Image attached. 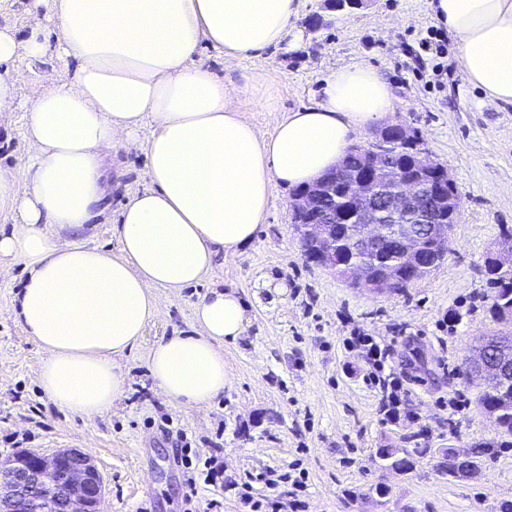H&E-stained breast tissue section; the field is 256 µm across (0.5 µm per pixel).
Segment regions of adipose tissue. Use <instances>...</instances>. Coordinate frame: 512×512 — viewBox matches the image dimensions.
<instances>
[{"label": "adipose tissue", "mask_w": 512, "mask_h": 512, "mask_svg": "<svg viewBox=\"0 0 512 512\" xmlns=\"http://www.w3.org/2000/svg\"><path fill=\"white\" fill-rule=\"evenodd\" d=\"M45 21L26 34L0 25V112L18 102L13 61L56 50L71 79L45 74L25 104L28 159L0 170V273L27 279L16 319L40 347L37 380L50 402L92 417L126 391L123 357L160 310L158 289L200 283L219 256L257 237L272 188L314 184L355 136L393 108L379 71L353 63L325 80L322 100L259 136L238 115L235 88L198 63L200 47L243 59L285 50L300 0H34ZM456 40L462 80L485 104L512 105V0H431ZM59 23L51 33L48 21ZM149 126L143 190L123 204L118 251L84 234L109 204L106 175L118 146ZM250 319L234 290L193 306L192 331L147 352L155 385L174 406L200 408L230 382L224 346Z\"/></svg>", "instance_id": "ef3b65f1"}]
</instances>
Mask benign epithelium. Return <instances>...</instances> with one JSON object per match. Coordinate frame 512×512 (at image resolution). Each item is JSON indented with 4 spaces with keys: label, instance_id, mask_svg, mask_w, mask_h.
I'll return each instance as SVG.
<instances>
[{
    "label": "benign epithelium",
    "instance_id": "obj_1",
    "mask_svg": "<svg viewBox=\"0 0 512 512\" xmlns=\"http://www.w3.org/2000/svg\"><path fill=\"white\" fill-rule=\"evenodd\" d=\"M380 134L375 143L366 145L371 165L364 175H350L354 183L353 209L358 222L348 225L346 241L348 258L336 261V226L340 220L319 215L317 223L302 226L312 245L316 261L331 272L343 271L353 283L364 290L377 292L395 279L387 274L368 280L355 257L370 243L393 237L405 243L404 266L420 271L419 237H433L434 243L448 241V225L455 223L458 203L454 184L445 166L430 153L417 151L414 167L417 175L393 163V147L412 139L407 129L395 124ZM331 184L321 178L315 185L294 196L291 202L296 213L310 214L318 200L330 193ZM497 349L502 359L512 360V336H488L478 342L467 368L486 388L507 387L512 378L487 361V353ZM455 472L470 477L482 471L479 463L467 456L455 460ZM103 481L91 457L76 448L61 450L51 456L23 455L9 466L0 467V512H100Z\"/></svg>",
    "mask_w": 512,
    "mask_h": 512
}]
</instances>
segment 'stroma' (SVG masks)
<instances>
[{
	"mask_svg": "<svg viewBox=\"0 0 512 512\" xmlns=\"http://www.w3.org/2000/svg\"><path fill=\"white\" fill-rule=\"evenodd\" d=\"M436 27L429 0H365L334 9L330 0H301L298 40L286 51L229 60L201 48L197 60L233 82L263 73L275 90L273 109L250 92L237 96L239 114L259 136H269L290 111L320 101L323 81L344 65L376 67L390 85L393 109L363 129L356 143L375 141L400 123L446 165L460 199L445 260L403 293L373 294L349 287L306 260L292 226L293 190L275 185L256 240L234 257L217 259L207 278L163 293V308L139 347L123 363L125 395L104 414L87 418L48 401L36 383L42 358L15 319L22 265L0 277V462L19 450L52 455L79 448L92 455L104 484L102 512H184L183 446L218 454L235 487L224 492L223 512H245L237 486L256 499L267 495L262 476L304 474L305 485L279 483L283 497L304 512H502L512 504V448L485 458L480 477L437 473L436 458L418 459L396 473L380 466L378 448L405 447L417 436L430 448L468 450L494 437L491 419L475 407L464 362L479 336L496 327L483 275L487 257L501 250V229L512 226V105L482 103L459 74L456 44L438 29L441 54L419 46ZM23 100L36 97L43 73L71 77L74 66L48 52L17 58ZM27 114L0 112V170L27 158ZM148 128L120 147L114 163L120 185L89 231L90 244L118 249L112 226L128 193L141 189ZM237 290L249 304L246 336L224 346L231 383L201 408L170 405L154 385L146 353L160 339L189 332L192 306L210 288ZM375 337L389 350L385 371L413 420L391 421L381 411L380 387L363 377L372 366L351 336Z\"/></svg>",
	"mask_w": 512,
	"mask_h": 512,
	"instance_id": "stroma-1",
	"label": "stroma"
}]
</instances>
